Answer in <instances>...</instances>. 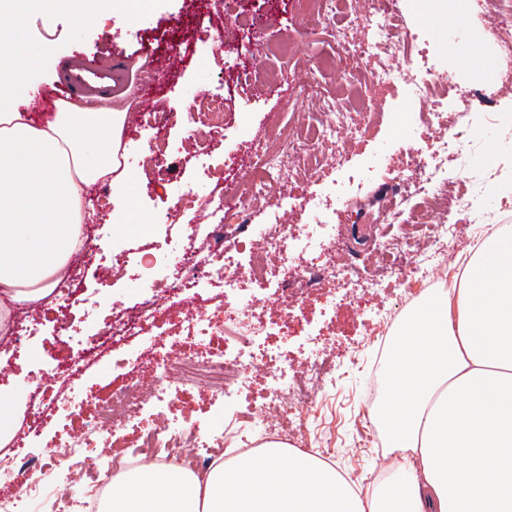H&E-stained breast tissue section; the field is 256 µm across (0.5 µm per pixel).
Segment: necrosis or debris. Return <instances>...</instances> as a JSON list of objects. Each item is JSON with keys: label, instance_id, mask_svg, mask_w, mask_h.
Listing matches in <instances>:
<instances>
[{"label": "necrosis or debris", "instance_id": "1", "mask_svg": "<svg viewBox=\"0 0 512 512\" xmlns=\"http://www.w3.org/2000/svg\"><path fill=\"white\" fill-rule=\"evenodd\" d=\"M335 15L336 0H323L320 21L344 54L343 60L332 67L337 79L345 78L346 63L359 65L370 60L374 63L369 72V103L373 108H382V94L394 92L403 84L422 104L423 144L398 160L395 178L399 192L387 210L390 223L398 225L399 230L393 240L379 242L375 256L398 290L408 294L446 280L448 269L462 268L480 241L479 236L461 228L462 196L446 195L440 188L449 167L467 163L468 148L474 138L471 126L456 118L453 104L458 99L477 98L478 93L460 85L449 86L446 72L437 66L424 44L402 26L381 0H376L363 16L367 26L377 33L372 41L336 26ZM316 138L336 140L337 166L350 164L356 135L348 112L339 109L331 113L329 123L318 130ZM311 147V141L300 140L292 133L281 136L273 148L263 142L255 143L243 189L232 197L218 194L213 201L212 209L220 214L222 222L216 225L208 245L182 244L183 260L176 278L178 291L195 297L203 281L217 279L224 284L223 321L200 320L192 327V336L206 340L205 349L175 362L164 356L157 358L155 381L150 388L131 379L125 388L113 392L111 407L101 409L81 435L58 437L48 452L53 463L48 483L30 482L26 449L20 445L11 448L6 459L13 466L11 476L16 490L6 504L0 505V512H37L40 500L60 482L75 489L69 500V512H97L107 485L100 473L119 462L109 451L111 424L138 420L149 404L163 407L176 383H195L228 396L246 383L252 363L265 360L279 365L271 377V396L258 407L227 417L222 434L188 431L176 423L153 418L139 431L137 445L129 450L128 460H181L202 474L223 459L226 449L249 447L265 438L280 439L291 434L292 420L319 405L336 359L335 344H328L325 356L318 361L281 358L279 351L268 343L276 323L257 317L251 308L235 299L245 284L238 276L243 250L227 234L231 226L241 231L248 229L253 203L266 196L270 176L283 177L288 169L304 165ZM288 198L293 206L313 210L317 221L294 225L286 234L273 226L265 230L263 240L270 250L277 252L278 260L252 264L247 284L261 293L275 291L287 296L292 308L298 306L304 294L296 286L300 280L335 282L336 292L329 299L333 308L353 307L362 294L378 296L383 281L369 277L361 265L353 263L343 241L331 232L326 222L331 210L327 198L303 192L289 193ZM415 200L421 208L416 224L410 226L405 222V213L408 203ZM324 250L335 252L331 264L320 263L319 255ZM410 267L419 270V277L405 276V269ZM144 326L145 318L139 314L103 320L97 335L85 339L76 355L53 372L52 401H61L65 392L79 386L100 348L114 346L121 338L138 334ZM76 458L87 461L86 471L78 473L71 469L70 462Z\"/></svg>", "mask_w": 512, "mask_h": 512}]
</instances>
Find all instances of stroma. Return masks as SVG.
Listing matches in <instances>:
<instances>
[{"mask_svg":"<svg viewBox=\"0 0 512 512\" xmlns=\"http://www.w3.org/2000/svg\"><path fill=\"white\" fill-rule=\"evenodd\" d=\"M123 3L118 13L82 15L62 2L50 20L40 5L29 4L16 15L36 56L31 80L40 85L42 96L35 99L31 112L39 122L47 120L46 109L55 103L63 59L115 52L137 70L147 56L166 54L170 43L187 40L195 49L192 55L175 57L171 68L158 74L148 105L131 100L125 89L114 97L115 104L130 105L123 133L126 162L129 170H143L145 180L128 224L110 222V186H92L86 196L91 210L84 226L86 241L72 263L84 265L85 291L101 312L120 316L142 310L148 321L139 335L99 355L70 402L45 412L38 435L27 432V412L16 416L15 438L23 440L40 463L46 460L45 448L57 436L81 434L85 419L110 403L113 390L123 387L129 374L152 380L156 355L176 359L194 351L196 345L187 335L189 325L222 317L223 284L205 283L208 300L197 304L173 290L176 253L172 245L209 241L212 226L220 218L212 214L208 200L240 184L253 142L277 132L308 136L326 125L334 103L349 112L353 127H369L348 168L335 162L337 144H317L309 177L314 193L334 195V210L327 221L352 240L351 256L359 259L366 257L377 231L390 229L383 219L384 205L395 193V180L386 165L414 145L421 125L422 105L406 104V89L395 93L386 111L376 112L365 108L329 71L318 69L317 61L333 59L337 46L321 26L302 20L295 0H246L243 20L260 27L263 45L255 47L252 28L234 20L226 33L239 45L226 55L216 51L213 43L217 0ZM391 8L405 27L425 34L441 67L464 86L490 97L512 87V67L503 68L501 62L505 33L489 20L470 17L468 0H393ZM476 45L488 60L478 73L470 70L469 58L462 53L463 48ZM218 94L224 98V128L214 136L195 124L193 115ZM480 107V102H472L470 111L460 115L472 126L476 140L468 168L449 173L445 191L464 193L472 220L492 215L497 223L512 226V210L500 208L503 198H512V97L498 103L505 121L501 127L488 123ZM167 112L174 113V121L159 127ZM490 159L500 166V178L493 185L477 177L478 169ZM185 190L193 191L198 202L193 209L174 214L176 197ZM332 287L329 281L320 284L303 315L294 319L288 318L276 297L261 296L255 303L263 307L266 318L281 323L274 341L283 349L298 351L311 333L320 330L346 343L348 353L337 364L321 404L303 413L301 421L313 443V454L330 451L337 470L369 473L376 467V456L355 450L354 442L359 431L371 425L364 400L378 382L380 353L364 324L354 321L349 311L341 309L335 318H328L326 298ZM58 316V311L41 304L30 307L0 301V350L12 353L0 367V402L29 403L44 390L50 369L76 352L75 337H87L99 329L96 316L75 306L69 314L74 336L68 339L55 330ZM30 322L37 323V334L15 344V327ZM225 415L223 398L192 386L173 394L164 411L168 420L215 432L222 430Z\"/></svg>","mask_w":512,"mask_h":512,"instance_id":"35a3bbf8","label":"stroma"}]
</instances>
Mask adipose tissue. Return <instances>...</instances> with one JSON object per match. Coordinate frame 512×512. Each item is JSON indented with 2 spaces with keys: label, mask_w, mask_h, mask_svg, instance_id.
Segmentation results:
<instances>
[{
  "label": "adipose tissue",
  "mask_w": 512,
  "mask_h": 512,
  "mask_svg": "<svg viewBox=\"0 0 512 512\" xmlns=\"http://www.w3.org/2000/svg\"><path fill=\"white\" fill-rule=\"evenodd\" d=\"M33 65L0 53V293L18 303L67 279L91 186L110 184L120 223L134 213L119 159L125 112L67 102L35 122ZM394 336L386 393L368 415L402 461L369 492L267 442L202 478L179 462L129 468L100 512H512V229L487 237L459 286L430 289Z\"/></svg>",
  "instance_id": "obj_1"
}]
</instances>
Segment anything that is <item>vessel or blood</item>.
Here are the masks:
<instances>
[{
	"mask_svg": "<svg viewBox=\"0 0 512 512\" xmlns=\"http://www.w3.org/2000/svg\"><path fill=\"white\" fill-rule=\"evenodd\" d=\"M64 77L59 84L60 98L67 99L75 94L89 95L99 101L127 82L131 70L122 58L104 54L93 59L76 58L68 60L63 68Z\"/></svg>",
	"mask_w": 512,
	"mask_h": 512,
	"instance_id": "b4317fda",
	"label": "vessel or blood"
}]
</instances>
